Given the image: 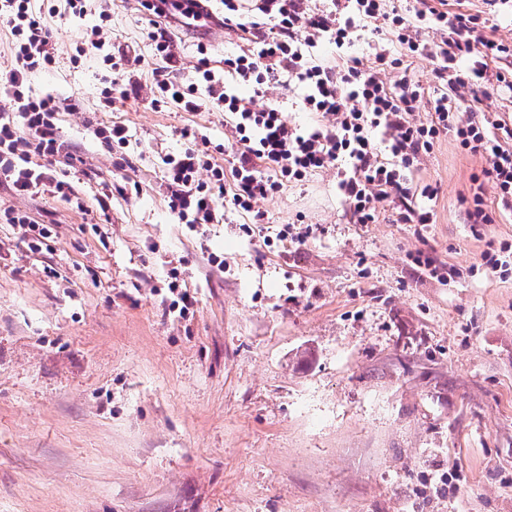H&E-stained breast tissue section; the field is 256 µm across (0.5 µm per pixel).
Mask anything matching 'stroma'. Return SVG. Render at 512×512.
Listing matches in <instances>:
<instances>
[{"label":"stroma","mask_w":512,"mask_h":512,"mask_svg":"<svg viewBox=\"0 0 512 512\" xmlns=\"http://www.w3.org/2000/svg\"><path fill=\"white\" fill-rule=\"evenodd\" d=\"M447 2L512 43V7ZM86 9L47 17L56 62L24 88L57 102L76 199L0 184L52 229L33 252L0 223V512H512V212L465 220L486 159L437 141L412 174L438 189L425 225L353 223L332 168L258 202L261 223H176L164 161L185 130L222 144L224 115L154 103L141 0ZM103 12L146 59L109 107L86 39ZM167 29L191 79L197 29ZM373 38L308 59L366 68ZM112 123L125 147L95 138ZM115 181L129 197L100 211Z\"/></svg>","instance_id":"obj_1"}]
</instances>
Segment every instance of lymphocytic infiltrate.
Wrapping results in <instances>:
<instances>
[{
  "instance_id": "f902f5d3",
  "label": "lymphocytic infiltrate",
  "mask_w": 512,
  "mask_h": 512,
  "mask_svg": "<svg viewBox=\"0 0 512 512\" xmlns=\"http://www.w3.org/2000/svg\"><path fill=\"white\" fill-rule=\"evenodd\" d=\"M327 10L311 9L306 0H258L252 16L242 15L237 0H224V25L247 34L250 49L224 60L216 75L207 60H199V83L183 84L170 76L174 62L164 29L148 34L154 54L163 61L153 69L155 86L166 102L186 112L204 109L224 113L231 137L224 147L226 164H219L207 147L190 142L168 157V207L182 224H218L225 210L254 212L258 201L279 194L288 184L305 181L314 172L336 170V190L354 223L372 224L378 206L386 202L400 224H428L432 213L412 205L410 175L423 155L441 137H455L462 148L483 155L484 177L496 188L495 203L474 193L471 224L494 223L499 210L512 209V121L486 112L484 102L498 89L512 90V70L499 61L512 57V45L488 36L476 14L451 13L411 0L397 7L394 0H330ZM381 22L395 41L376 42L374 64L329 67L310 64L307 47L323 40L337 49L350 47L365 22ZM10 30L14 64L0 70V87L11 92L16 118L0 122V182L21 195L44 191L69 196V183L56 179L49 167L71 164L73 155L58 134V106L53 97H27L22 89L30 75L55 62L53 34L35 0H0V24ZM91 45L104 52L111 69L105 90L108 100L127 95L120 79L142 56L106 51L99 28H92ZM435 67L441 88L426 117H418L424 95L410 75L413 60ZM396 70L387 84L382 74ZM302 88L299 106L323 116V123L301 127L280 104L255 107L269 85L282 78ZM252 85L254 96L239 97L228 80ZM467 90L474 116L461 121L449 93Z\"/></svg>"
}]
</instances>
